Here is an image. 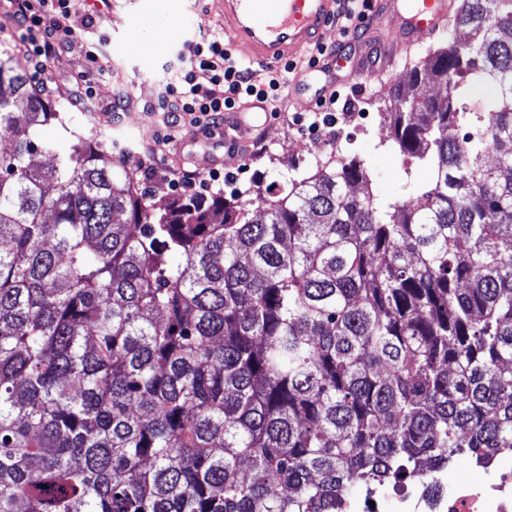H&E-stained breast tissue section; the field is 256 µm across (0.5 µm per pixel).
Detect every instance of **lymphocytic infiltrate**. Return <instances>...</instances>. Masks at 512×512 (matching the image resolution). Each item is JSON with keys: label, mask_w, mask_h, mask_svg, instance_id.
Segmentation results:
<instances>
[{"label": "lymphocytic infiltrate", "mask_w": 512, "mask_h": 512, "mask_svg": "<svg viewBox=\"0 0 512 512\" xmlns=\"http://www.w3.org/2000/svg\"><path fill=\"white\" fill-rule=\"evenodd\" d=\"M71 2L11 0L16 38L34 74H42L48 63L71 45ZM182 63L181 83L169 90L163 102L167 125L174 132L179 131L184 115H191L198 125L236 111L250 99L263 103L266 110L277 111L283 79L295 69L294 64H284L269 70L263 84H254L245 62L215 36L189 44Z\"/></svg>", "instance_id": "1"}]
</instances>
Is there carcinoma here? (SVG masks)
Instances as JSON below:
<instances>
[{
	"instance_id": "1",
	"label": "carcinoma",
	"mask_w": 512,
	"mask_h": 512,
	"mask_svg": "<svg viewBox=\"0 0 512 512\" xmlns=\"http://www.w3.org/2000/svg\"><path fill=\"white\" fill-rule=\"evenodd\" d=\"M393 97L412 196L348 155L159 207L0 51V512H339L512 448V0Z\"/></svg>"
}]
</instances>
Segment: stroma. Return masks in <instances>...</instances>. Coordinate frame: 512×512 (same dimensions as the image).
Wrapping results in <instances>:
<instances>
[{"instance_id": "35a3bbf8", "label": "stroma", "mask_w": 512, "mask_h": 512, "mask_svg": "<svg viewBox=\"0 0 512 512\" xmlns=\"http://www.w3.org/2000/svg\"><path fill=\"white\" fill-rule=\"evenodd\" d=\"M74 31L72 47L52 60L42 76L52 88V101L75 114L78 131L100 130L118 161L134 172L141 190L151 201L162 203L174 196L171 185L182 169L207 177L213 168L235 173V182H216L212 191L239 194L255 201L257 188L269 185L286 173L289 164L307 158L318 141H332L335 129L310 135L291 125L293 110L252 112L246 119L255 127L254 142L243 162L227 156L223 134L211 135L185 125L173 140H166L165 115L159 100L165 86L178 84L182 77L181 55L185 45L222 34L219 14L198 0H77L69 19ZM181 38L171 41L173 31ZM167 37L164 51H150L155 36ZM443 39L442 34L422 40L410 51L401 52L387 73L364 85H355L350 69H343L335 84L341 93L337 116L368 112L366 125L346 126L345 146L359 155L372 172L371 189L383 197L408 196L429 182L427 172L405 173L397 152L380 149L389 129L380 113L392 99L395 81L407 69L422 62L427 50ZM86 81L92 92L85 104L92 112L73 103L69 94L77 81ZM150 158L155 170L147 176L138 172L141 158Z\"/></svg>"}]
</instances>
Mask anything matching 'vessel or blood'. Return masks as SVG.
Listing matches in <instances>:
<instances>
[{
    "mask_svg": "<svg viewBox=\"0 0 512 512\" xmlns=\"http://www.w3.org/2000/svg\"><path fill=\"white\" fill-rule=\"evenodd\" d=\"M224 38L259 66L301 58L322 42L336 20L339 0H217ZM368 19L371 37L387 60L430 37L452 18L453 0H374ZM398 38H391L388 27Z\"/></svg>",
    "mask_w": 512,
    "mask_h": 512,
    "instance_id": "vessel-or-blood-1",
    "label": "vessel or blood"
}]
</instances>
